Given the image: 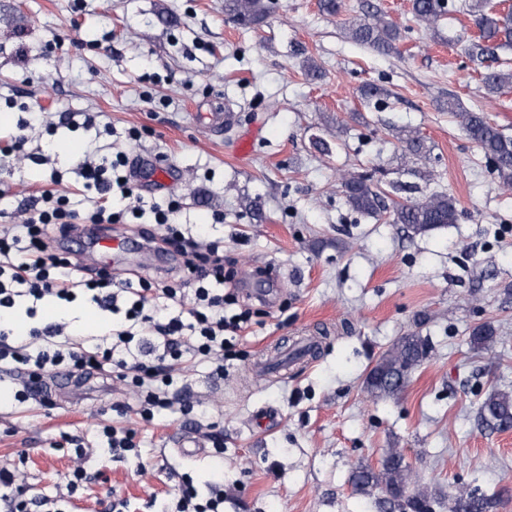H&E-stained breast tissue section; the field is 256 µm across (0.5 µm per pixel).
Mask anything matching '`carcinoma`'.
<instances>
[{
  "label": "carcinoma",
  "instance_id": "carcinoma-1",
  "mask_svg": "<svg viewBox=\"0 0 512 512\" xmlns=\"http://www.w3.org/2000/svg\"><path fill=\"white\" fill-rule=\"evenodd\" d=\"M447 0H413L414 16L434 24L445 12ZM224 13L232 22L243 26L263 23L269 13V0H224ZM474 23L479 31L477 39L468 45L470 58L484 68L483 83L489 94H497L512 84V72L496 66L498 51L512 47V11H489L479 3L474 6ZM349 37L378 55L399 53L400 31L381 15L372 14L353 23ZM448 111L461 121L467 136L476 143L486 159L492 163L502 185L512 187V136L491 123L482 112H468L448 99ZM404 156L420 160L428 149L424 140L413 130H404L399 136ZM343 194L352 210L370 217L389 212L391 223L402 224L415 235L433 231L456 220L457 207L453 197L435 193L418 200L394 202L387 205L385 193L367 174H350L342 179ZM470 343L483 350L497 343L495 329L482 324L470 331ZM426 340L408 333L395 340L367 373L366 388L374 397H393L399 394L412 371L427 357ZM478 417L489 429L512 427V394L507 391L491 393L481 404ZM350 485L359 495L378 491L375 506L379 512H432L434 500L429 487L420 484L412 469L395 455L391 448L378 469L369 465L357 467L351 474ZM451 512H496L499 499L478 495L457 487L452 493Z\"/></svg>",
  "mask_w": 512,
  "mask_h": 512
}]
</instances>
